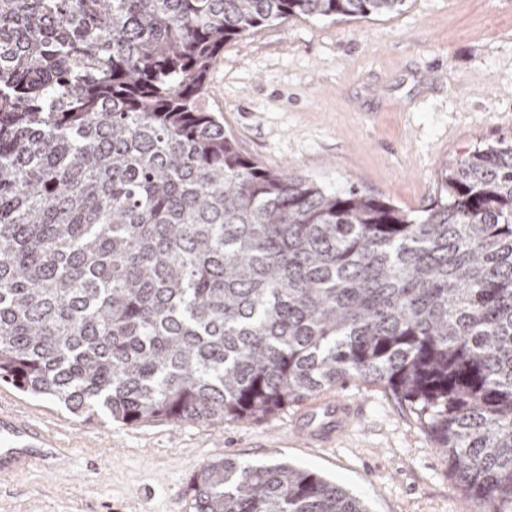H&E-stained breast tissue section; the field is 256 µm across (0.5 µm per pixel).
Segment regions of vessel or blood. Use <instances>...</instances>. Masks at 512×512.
Here are the masks:
<instances>
[{
	"instance_id": "b4317fda",
	"label": "vessel or blood",
	"mask_w": 512,
	"mask_h": 512,
	"mask_svg": "<svg viewBox=\"0 0 512 512\" xmlns=\"http://www.w3.org/2000/svg\"><path fill=\"white\" fill-rule=\"evenodd\" d=\"M357 416L354 404L336 402L315 405L303 415L295 433L307 444L327 446L346 432ZM50 430L17 417L0 418V476L15 475L47 460L62 456Z\"/></svg>"
}]
</instances>
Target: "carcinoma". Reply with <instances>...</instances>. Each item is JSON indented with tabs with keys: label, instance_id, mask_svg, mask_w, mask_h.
Listing matches in <instances>:
<instances>
[{
	"label": "carcinoma",
	"instance_id": "cac0c4a2",
	"mask_svg": "<svg viewBox=\"0 0 512 512\" xmlns=\"http://www.w3.org/2000/svg\"><path fill=\"white\" fill-rule=\"evenodd\" d=\"M404 0H0V382L124 425L264 418L382 382L480 512H512V141L420 211L244 156L224 43ZM193 512H369L226 457Z\"/></svg>",
	"mask_w": 512,
	"mask_h": 512
}]
</instances>
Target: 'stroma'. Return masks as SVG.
Here are the masks:
<instances>
[{
  "label": "stroma",
  "instance_id": "obj_1",
  "mask_svg": "<svg viewBox=\"0 0 512 512\" xmlns=\"http://www.w3.org/2000/svg\"><path fill=\"white\" fill-rule=\"evenodd\" d=\"M206 107L246 155L330 191L356 187L406 210L475 146L512 140V0H405L383 16H303L228 41ZM361 412L330 448L293 424L302 402L262 419L126 426L75 415L0 382V412L51 428L71 461L0 478V512H193L187 487L230 452L285 460L336 481L370 512H479L430 434L384 385L321 390Z\"/></svg>",
  "mask_w": 512,
  "mask_h": 512
}]
</instances>
